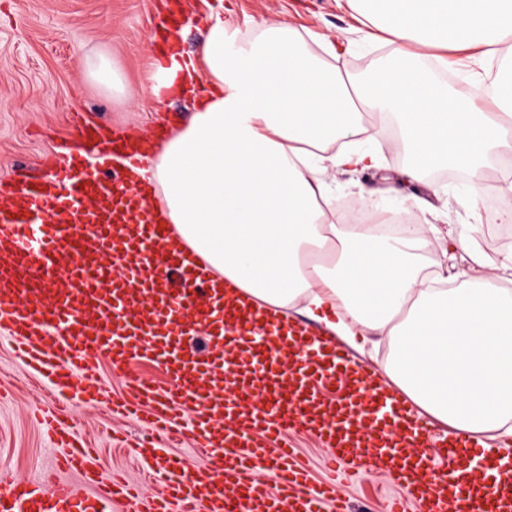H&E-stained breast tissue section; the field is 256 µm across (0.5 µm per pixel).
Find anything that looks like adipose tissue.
I'll use <instances>...</instances> for the list:
<instances>
[{"label":"adipose tissue","instance_id":"1","mask_svg":"<svg viewBox=\"0 0 512 512\" xmlns=\"http://www.w3.org/2000/svg\"><path fill=\"white\" fill-rule=\"evenodd\" d=\"M389 42L402 45L381 76L339 66L348 42H329L326 62L292 29L265 24L254 41L234 42L223 9L205 18L207 35L182 70L157 65L154 98L175 82L198 86L189 122L162 127L152 146L157 218L202 260L217 283L233 282L262 311L300 305L327 339L356 350L388 339L380 370L388 401L413 405L451 434L512 451V250L488 255L478 226L458 244L475 277L449 289L420 275L417 240L341 224L328 168L378 163L368 150L330 151L365 131L364 113L393 114L402 131L407 178L424 169L465 167L480 197L485 169L512 156V76L499 80L493 107L441 83L431 47L481 46L512 64V0H366Z\"/></svg>","mask_w":512,"mask_h":512}]
</instances>
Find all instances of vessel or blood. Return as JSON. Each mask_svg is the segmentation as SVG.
<instances>
[{"label": "vessel or blood", "instance_id": "vessel-or-blood-1", "mask_svg": "<svg viewBox=\"0 0 512 512\" xmlns=\"http://www.w3.org/2000/svg\"><path fill=\"white\" fill-rule=\"evenodd\" d=\"M78 126L80 154L57 161L49 178L0 190V335L59 396L99 401L105 363L125 383L109 399L113 415L177 442L173 414L187 413L204 462L140 442L136 456L163 482L142 496L128 477L105 475L50 409L42 421L67 450L55 483L47 491L1 474L0 512H350L335 486L313 482L288 445L294 433L315 436L339 466L381 471L414 512H512V464L450 438L435 462L428 422L388 408L374 370L333 344L308 349L280 315L209 282L154 217L143 140ZM51 266L66 271L64 285L46 282ZM194 325L205 326L204 345L191 343ZM139 358L163 365L166 383L136 373ZM325 387L341 393L325 398Z\"/></svg>", "mask_w": 512, "mask_h": 512}]
</instances>
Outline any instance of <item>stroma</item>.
<instances>
[{
	"instance_id": "35a3bbf8",
	"label": "stroma",
	"mask_w": 512,
	"mask_h": 512,
	"mask_svg": "<svg viewBox=\"0 0 512 512\" xmlns=\"http://www.w3.org/2000/svg\"><path fill=\"white\" fill-rule=\"evenodd\" d=\"M164 0H0V182L20 175L48 173L57 145L71 142L78 131L74 113L115 132L149 134L170 120H188L192 105L173 92L161 100L148 95L151 65L165 51L156 34ZM224 25L240 36H259L262 21L289 24L301 43L326 58L325 43L335 36L351 42L353 51L342 65L353 73L372 72L396 45L373 39L371 24L361 19L348 0H223ZM107 54L116 75L115 87L98 85L89 64ZM449 84L459 92L470 88L469 74L493 82L504 68L499 58L469 59L446 51ZM351 147L378 152L377 167L332 172L336 208L349 199H365L387 212L410 206L412 198L429 204L425 216L461 231L484 224V203L473 202L467 189L455 186L454 172L438 180L426 172L419 181L405 180L406 157L400 148L378 138L351 140ZM55 394L44 382L29 377L8 339L0 337V473L18 483L41 481L51 487L59 449L50 445L39 421L41 409ZM69 423L77 433H92L93 447L102 449L106 471L133 470L131 449L114 448L112 439L134 435L137 422L111 415L103 402L81 395L65 401ZM339 491L351 512H386L399 498L397 488L376 471L351 476Z\"/></svg>"
}]
</instances>
